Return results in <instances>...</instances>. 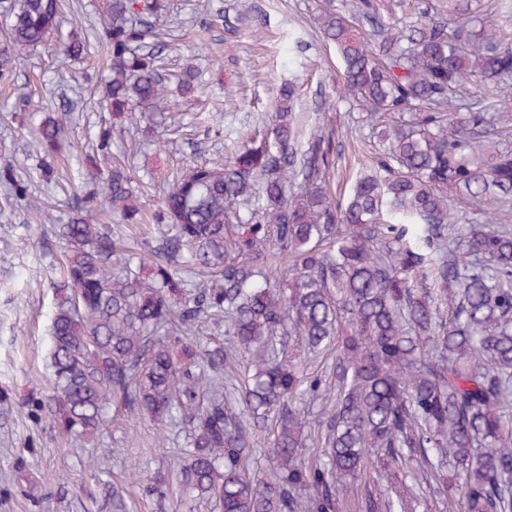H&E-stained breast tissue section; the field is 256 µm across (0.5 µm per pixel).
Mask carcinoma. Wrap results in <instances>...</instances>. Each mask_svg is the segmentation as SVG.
Listing matches in <instances>:
<instances>
[{"instance_id": "cac0c4a2", "label": "carcinoma", "mask_w": 512, "mask_h": 512, "mask_svg": "<svg viewBox=\"0 0 512 512\" xmlns=\"http://www.w3.org/2000/svg\"><path fill=\"white\" fill-rule=\"evenodd\" d=\"M479 4L417 0L411 24L366 34L360 9L323 0L322 33L344 66L339 99L362 110L376 164L346 200L333 197V141L302 144L290 82L269 134L173 176L148 262L136 264L121 229L83 212L144 220L132 168L102 171L97 159L139 112L179 127L155 65L169 4L106 0L107 92L76 215L56 224L34 211L67 248L52 392L38 405L50 423L87 439L111 407L157 424L179 417L175 463L216 512H412L423 484L448 512H512V226L489 212L512 201V40ZM0 16L6 84L17 51L45 45L62 13L59 0H0ZM89 51L75 32L60 54ZM68 112L38 127L47 184ZM0 188L24 200L29 176L1 163ZM473 208L483 221L461 237L459 212ZM209 318L224 321V339H204ZM287 337L303 356L284 355ZM300 396L319 404L316 418ZM259 435L270 482L249 471Z\"/></svg>"}]
</instances>
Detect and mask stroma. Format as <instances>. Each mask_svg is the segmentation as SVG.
<instances>
[{"label": "stroma", "mask_w": 512, "mask_h": 512, "mask_svg": "<svg viewBox=\"0 0 512 512\" xmlns=\"http://www.w3.org/2000/svg\"><path fill=\"white\" fill-rule=\"evenodd\" d=\"M254 10L240 17V0H170L163 21L168 32L161 55L167 70L200 59L206 85L194 96L177 98L183 132L162 146L147 144L138 125L115 136L113 154L128 157L147 187L140 203L156 209L173 168L228 156L234 135L268 124L279 86L298 85V110L311 133H333L331 189L348 192L358 170L372 165L378 147L362 126L360 110L337 98L342 62L320 32L319 0H249ZM222 22L207 25L210 14ZM93 43L83 63L67 64L43 49L22 50L14 82L0 85V163L34 165L32 129L51 100L75 102L62 153L64 179L81 184L83 146L97 127L95 101L104 91L106 56L101 34L102 0H65L67 37L72 14ZM31 99L29 112L17 115V93ZM335 101V109L325 101ZM26 206L0 212V512H208L181 491L170 461L182 448L183 425L167 424V441H157L153 422L115 414L102 434L79 442L52 428L38 410L50 392V317L62 248L43 236ZM101 464L99 477L86 467ZM162 482L161 492H146L144 478ZM121 487L124 498L112 497Z\"/></svg>", "instance_id": "1"}]
</instances>
